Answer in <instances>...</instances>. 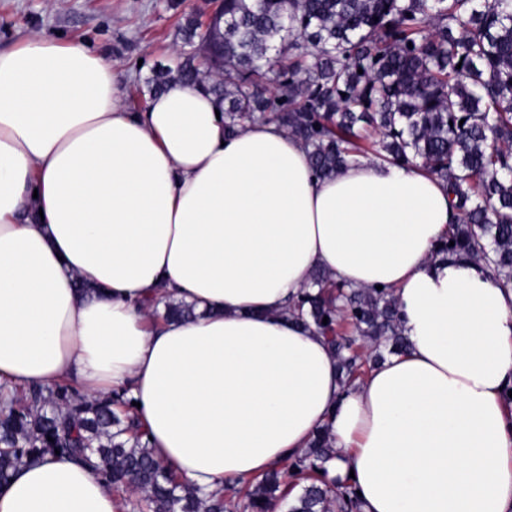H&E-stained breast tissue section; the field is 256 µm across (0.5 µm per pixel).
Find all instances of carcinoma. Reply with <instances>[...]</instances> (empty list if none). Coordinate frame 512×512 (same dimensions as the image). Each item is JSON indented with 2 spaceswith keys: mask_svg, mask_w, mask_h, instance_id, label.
Returning a JSON list of instances; mask_svg holds the SVG:
<instances>
[{
  "mask_svg": "<svg viewBox=\"0 0 512 512\" xmlns=\"http://www.w3.org/2000/svg\"><path fill=\"white\" fill-rule=\"evenodd\" d=\"M199 28L187 20L192 51L156 73L151 92L201 85L224 102L227 132L273 122L308 147L321 177L369 153L420 165L446 183L457 215L438 255L512 281V0H222L212 36ZM291 314L326 338L347 385L369 359L407 347L388 288H352L317 269ZM194 316L174 300L161 314ZM131 409L124 392L90 399L70 382L1 386L0 482L58 450L131 488V512H271L281 502L287 512H361L350 486L325 480L335 455L326 430L288 472L206 493L155 458Z\"/></svg>",
  "mask_w": 512,
  "mask_h": 512,
  "instance_id": "obj_1",
  "label": "carcinoma"
}]
</instances>
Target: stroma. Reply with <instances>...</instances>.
I'll return each instance as SVG.
<instances>
[{"instance_id":"stroma-1","label":"stroma","mask_w":512,"mask_h":512,"mask_svg":"<svg viewBox=\"0 0 512 512\" xmlns=\"http://www.w3.org/2000/svg\"><path fill=\"white\" fill-rule=\"evenodd\" d=\"M211 10L210 0H0V49L30 32L95 49L128 75L125 104L138 112L147 79L184 49L180 27Z\"/></svg>"}]
</instances>
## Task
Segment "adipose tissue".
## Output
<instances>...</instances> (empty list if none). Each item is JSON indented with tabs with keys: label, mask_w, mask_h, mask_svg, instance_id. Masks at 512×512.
<instances>
[{
	"label": "adipose tissue",
	"mask_w": 512,
	"mask_h": 512,
	"mask_svg": "<svg viewBox=\"0 0 512 512\" xmlns=\"http://www.w3.org/2000/svg\"><path fill=\"white\" fill-rule=\"evenodd\" d=\"M124 87L80 44L0 50V384L126 391L156 457L206 492L285 469L325 429L362 512H512V284L437 255L443 182L373 157L321 179L285 128L225 134L203 87L141 112ZM317 268L399 307L407 349L350 386L288 313ZM151 297L197 316L154 320ZM0 512L121 498L55 457L13 471Z\"/></svg>",
	"instance_id": "ef3b65f1"
}]
</instances>
